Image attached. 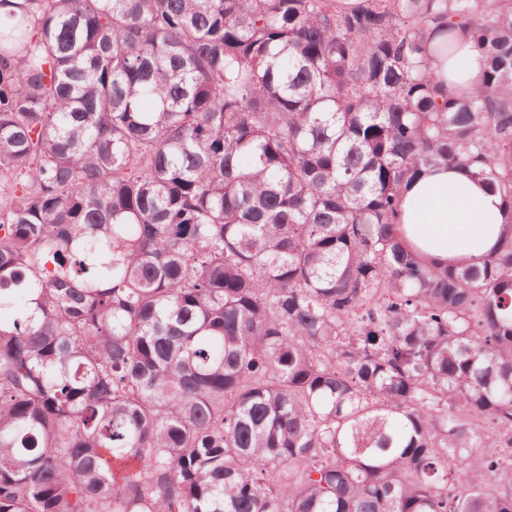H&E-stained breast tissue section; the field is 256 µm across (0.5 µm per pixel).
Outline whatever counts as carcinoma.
<instances>
[{
	"label": "carcinoma",
	"mask_w": 512,
	"mask_h": 512,
	"mask_svg": "<svg viewBox=\"0 0 512 512\" xmlns=\"http://www.w3.org/2000/svg\"><path fill=\"white\" fill-rule=\"evenodd\" d=\"M4 310L0 512H512V0H0ZM431 69L445 82L454 93L470 92L478 82L481 71V58L471 49L470 44L456 38L453 56L432 52ZM398 231L435 264L479 263L494 249L504 208L497 191L460 168L424 169L400 194Z\"/></svg>",
	"instance_id": "carcinoma-1"
}]
</instances>
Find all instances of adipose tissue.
I'll use <instances>...</instances> for the list:
<instances>
[{
  "mask_svg": "<svg viewBox=\"0 0 512 512\" xmlns=\"http://www.w3.org/2000/svg\"><path fill=\"white\" fill-rule=\"evenodd\" d=\"M430 66L454 93L478 82L482 61L464 39L453 55L432 54ZM398 231L414 251L435 264L481 261L502 231L504 208L497 191L460 168L424 169L400 194Z\"/></svg>",
  "mask_w": 512,
  "mask_h": 512,
  "instance_id": "ef3b65f1",
  "label": "adipose tissue"
}]
</instances>
